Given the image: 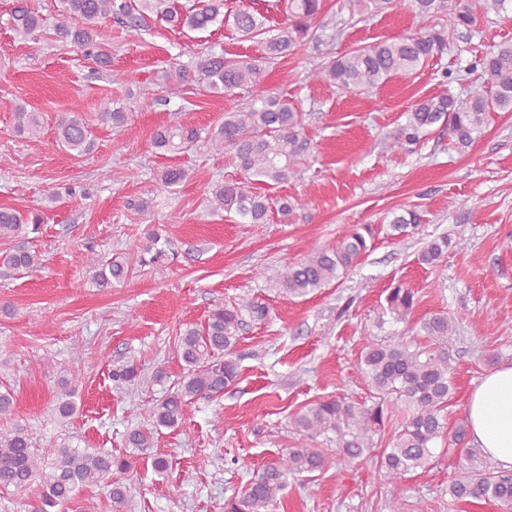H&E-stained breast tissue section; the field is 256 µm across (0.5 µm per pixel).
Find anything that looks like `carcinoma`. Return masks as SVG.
<instances>
[{
    "mask_svg": "<svg viewBox=\"0 0 512 512\" xmlns=\"http://www.w3.org/2000/svg\"><path fill=\"white\" fill-rule=\"evenodd\" d=\"M506 0H411V8L421 26L398 37L383 39L355 48L341 56L332 54L313 63L310 77L335 85L343 91L377 88L391 77L409 75L426 65L443 50L451 35L465 31L471 35L479 15L505 8ZM350 11L349 21L394 6V0H343ZM321 0H288L286 19L278 33L272 35L266 16L254 9L242 8L224 14V0H192L179 8L174 0H61L55 34L62 43L80 47L101 69L112 64L110 46L99 41V28L107 20L133 31H146L154 19L173 28L204 30L220 21L241 36L261 40L265 55L260 60L227 59L211 51L194 56L192 67L180 64L158 76L156 84L162 95L142 97L141 106L148 110L181 98L186 86L221 94L232 105L224 110V121L204 131L192 126L172 125L158 130L153 144L167 153H181L200 145L229 154L242 173L241 181H221L208 188V202L238 218L240 224H264L276 210L287 216L305 205L301 197L274 199L263 185L274 188L300 176L310 157L311 142L304 134V113L287 99L263 90L266 66L296 53L310 41L319 39L317 31L330 27L317 22L322 14ZM15 30L30 35L41 28L42 19L28 0H17L12 12ZM486 84L471 88L465 95L451 93L426 98L408 114L405 125L386 137L388 149H403L417 144L430 128L448 123L453 147L464 152L481 136L493 112H512V41H503L477 61ZM17 133L32 138L41 133L37 112L23 104L13 108ZM100 119L114 129L127 123L128 114L120 107L106 109ZM58 142L73 157L81 158L93 151L95 141L87 119L80 113L59 116L56 124ZM188 178L181 166L162 168L147 197H137L128 207L139 215L154 207L155 198L173 194ZM42 222L38 213L0 208V242L11 241L30 229L36 233ZM421 223L416 209L392 213L389 228L395 235H407ZM372 227L357 226L336 245L319 247L306 257L288 264L276 280L288 297H303L323 288L346 272L369 249ZM460 242L447 236L432 240L420 252L423 265L438 266L451 248ZM130 260H104L97 255L86 257L94 269V283L106 290L125 281L132 264L146 266L167 256V242L151 229L141 239L128 243ZM0 266L12 271H33L41 266L37 253L25 247L0 250ZM386 311L395 321H404L416 304L414 289L398 284L389 289ZM268 307L257 299L224 302L212 308L201 326L188 324L179 332L176 353L184 364L183 376L173 390L156 404L148 424L128 431L126 443L137 453L151 459L153 469L162 473L168 461L152 453L154 434L162 428H178L196 400L211 399L235 385L239 366L234 350L239 332L249 322H262ZM420 330L432 345L412 346L404 340L385 342L365 337V346L355 368L370 387L371 404L357 403L347 397H333L310 403L293 418L292 429L297 441L282 452L277 461L253 471L242 491L224 500V512H271L288 477L323 469L326 457L314 446L317 437L336 435V445L348 462L371 454L374 436L385 422L404 414L388 446L379 454L380 469L387 484L388 512H407L401 486L407 475L426 470L434 458L433 448L439 440L461 447V459L468 462L467 475L448 483L453 501L492 500L512 507V469L483 463L476 468L481 450L470 444L467 422L461 421L448 431L447 409L453 394V354L448 338L456 327L446 312H435L420 322ZM112 382L121 387L141 381L136 365L126 363L112 368ZM77 410L75 388L66 383L56 396L55 418L70 419ZM130 469L127 459L114 457L97 448H79L69 444L36 445L24 425L0 430V488L21 493L38 491L35 512H54L74 498L83 487H105L112 502L126 504L127 485L116 477Z\"/></svg>",
    "mask_w": 512,
    "mask_h": 512,
    "instance_id": "1",
    "label": "carcinoma"
}]
</instances>
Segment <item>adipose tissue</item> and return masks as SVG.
<instances>
[{
  "mask_svg": "<svg viewBox=\"0 0 512 512\" xmlns=\"http://www.w3.org/2000/svg\"><path fill=\"white\" fill-rule=\"evenodd\" d=\"M467 414L474 446L512 464V364L499 365L480 379Z\"/></svg>",
  "mask_w": 512,
  "mask_h": 512,
  "instance_id": "ef3b65f1",
  "label": "adipose tissue"
}]
</instances>
